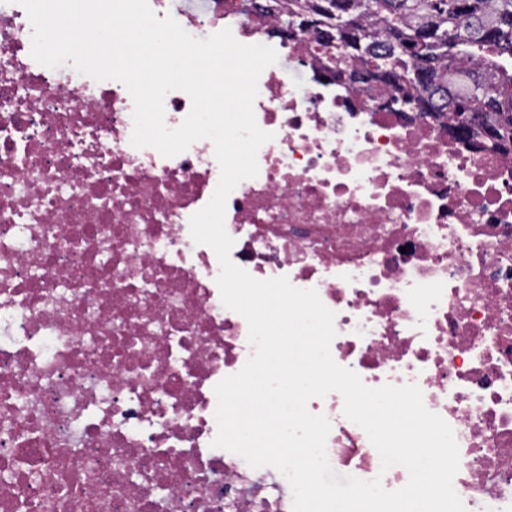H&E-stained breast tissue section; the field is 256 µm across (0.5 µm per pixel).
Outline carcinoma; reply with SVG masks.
I'll return each instance as SVG.
<instances>
[{
  "instance_id": "1",
  "label": "carcinoma",
  "mask_w": 512,
  "mask_h": 512,
  "mask_svg": "<svg viewBox=\"0 0 512 512\" xmlns=\"http://www.w3.org/2000/svg\"><path fill=\"white\" fill-rule=\"evenodd\" d=\"M288 8V23L310 30L323 45V33H336V46L324 56L346 85L365 71L376 81L396 79L388 110L411 112L442 97L435 111L448 120L472 118L490 125L485 147L512 159V0H273ZM423 71L430 80L413 79ZM492 89L473 100L448 76Z\"/></svg>"
}]
</instances>
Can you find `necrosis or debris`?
I'll return each mask as SVG.
<instances>
[{"label":"necrosis or debris","mask_w":512,"mask_h":512,"mask_svg":"<svg viewBox=\"0 0 512 512\" xmlns=\"http://www.w3.org/2000/svg\"><path fill=\"white\" fill-rule=\"evenodd\" d=\"M148 3L201 39L276 26L243 0ZM31 36L0 0V512H293L284 476L211 445L213 388L252 353L190 235L212 143L135 148L127 88L38 64ZM275 49L254 102L273 138L226 202L232 262L316 289L333 359L419 386L451 426L467 512H512V160L338 84L313 33ZM308 409L333 470L406 485L340 394Z\"/></svg>","instance_id":"1"}]
</instances>
